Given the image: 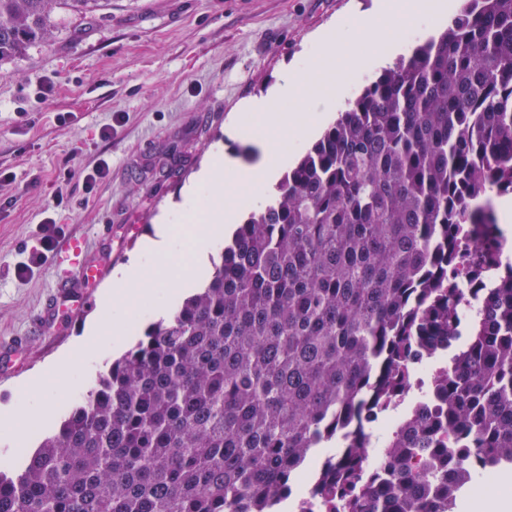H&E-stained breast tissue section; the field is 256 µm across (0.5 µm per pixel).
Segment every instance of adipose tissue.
<instances>
[{
	"mask_svg": "<svg viewBox=\"0 0 512 512\" xmlns=\"http://www.w3.org/2000/svg\"><path fill=\"white\" fill-rule=\"evenodd\" d=\"M64 388V381H51L44 376L21 387L17 398L25 403L26 412L20 413L10 407L1 409L0 423L13 431L18 444H26L33 429L53 419L56 413L55 395Z\"/></svg>",
	"mask_w": 512,
	"mask_h": 512,
	"instance_id": "ef3b65f1",
	"label": "adipose tissue"
}]
</instances>
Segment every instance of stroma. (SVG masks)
I'll use <instances>...</instances> for the list:
<instances>
[{
  "instance_id": "stroma-1",
  "label": "stroma",
  "mask_w": 512,
  "mask_h": 512,
  "mask_svg": "<svg viewBox=\"0 0 512 512\" xmlns=\"http://www.w3.org/2000/svg\"><path fill=\"white\" fill-rule=\"evenodd\" d=\"M372 0H110L83 15L61 13L54 42L0 66V346L27 337L0 358V407L27 379L61 366L102 306L105 284L135 259L160 217L218 148L248 144L229 134L250 103L269 99L281 72L308 64L318 36L347 27ZM68 114L59 125V114ZM111 139H101L103 124ZM110 171L85 194L81 171ZM65 204H57V196ZM62 240L79 239L104 266L80 311L64 308L58 327L34 319L56 290L45 262L18 277L23 252L45 217ZM128 333L90 362L66 368L70 388H89L107 362L136 341Z\"/></svg>"
}]
</instances>
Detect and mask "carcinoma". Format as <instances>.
<instances>
[{
    "label": "carcinoma",
    "instance_id": "obj_1",
    "mask_svg": "<svg viewBox=\"0 0 512 512\" xmlns=\"http://www.w3.org/2000/svg\"><path fill=\"white\" fill-rule=\"evenodd\" d=\"M0 0V64L61 10ZM512 192V0H466L363 91L220 246L193 292L99 373L25 462L0 512H275L319 448L343 512H453L448 440L472 473L512 464V268L459 333L452 254ZM451 350L363 472V421ZM431 355L422 353L415 360L411 378L410 394H414L422 390L426 385H433L442 366H438L431 359Z\"/></svg>",
    "mask_w": 512,
    "mask_h": 512
}]
</instances>
